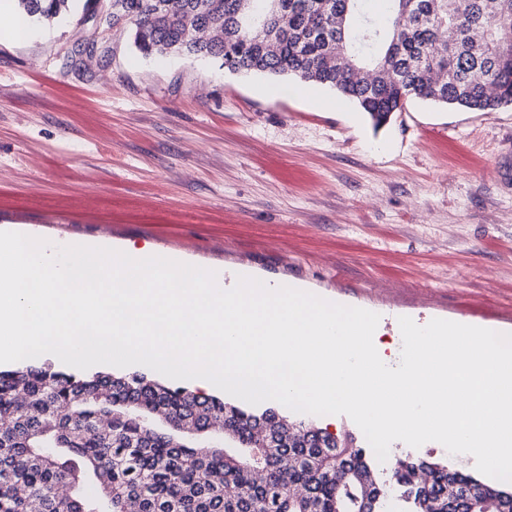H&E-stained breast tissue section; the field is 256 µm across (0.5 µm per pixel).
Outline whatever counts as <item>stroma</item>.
<instances>
[{"label": "stroma", "mask_w": 512, "mask_h": 512, "mask_svg": "<svg viewBox=\"0 0 512 512\" xmlns=\"http://www.w3.org/2000/svg\"><path fill=\"white\" fill-rule=\"evenodd\" d=\"M110 0L0 34V227L220 270L275 263L322 298L512 333V106L410 102L374 127L335 90L143 55ZM471 461L434 441L397 460Z\"/></svg>", "instance_id": "1"}]
</instances>
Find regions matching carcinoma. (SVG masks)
Listing matches in <instances>:
<instances>
[{
	"label": "carcinoma",
	"mask_w": 512,
	"mask_h": 512,
	"mask_svg": "<svg viewBox=\"0 0 512 512\" xmlns=\"http://www.w3.org/2000/svg\"><path fill=\"white\" fill-rule=\"evenodd\" d=\"M112 0L145 55L332 88L375 127L412 99L512 104V0ZM51 20L68 0H18ZM218 33L206 38L204 33ZM479 36H474V33ZM512 512V490L441 462L376 477L350 433L257 414L132 373L0 371V512Z\"/></svg>",
	"instance_id": "carcinoma-1"
}]
</instances>
